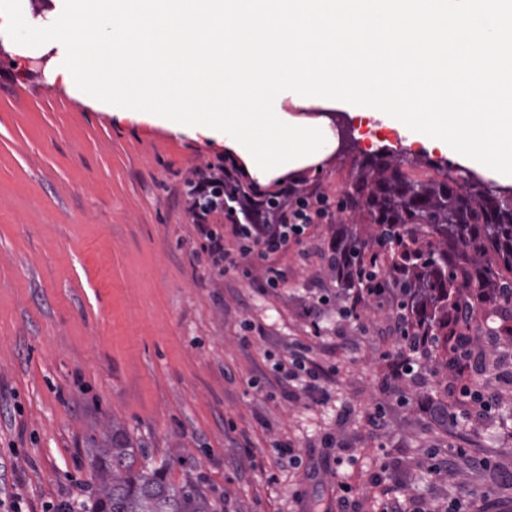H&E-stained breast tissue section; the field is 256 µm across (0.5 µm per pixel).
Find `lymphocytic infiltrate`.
I'll return each mask as SVG.
<instances>
[{
    "instance_id": "obj_1",
    "label": "lymphocytic infiltrate",
    "mask_w": 512,
    "mask_h": 512,
    "mask_svg": "<svg viewBox=\"0 0 512 512\" xmlns=\"http://www.w3.org/2000/svg\"><path fill=\"white\" fill-rule=\"evenodd\" d=\"M246 174L243 163L233 157L228 158L226 168L219 172L197 171L194 178L185 183L188 213L195 226L199 251L205 255L208 266L225 274L247 269L254 262L260 263V290L265 293L284 287L288 281L287 270L279 262L282 252L289 243H305L311 227L333 223L334 204L327 194L300 190L299 180L287 176L279 179L278 187L280 191L294 194V201L277 223H260L266 191L256 190L251 202L238 206L233 199L225 197L222 190L224 184L237 183ZM228 238L237 245V252L225 248L224 241ZM385 252V246H372L370 256L365 257L356 270L354 288L343 305H335L331 293L319 288L303 313L309 318L313 332L318 334L322 331L321 320L330 310L337 311L344 320L357 317L360 307L370 303L393 310L394 326L384 338L390 346L387 379L395 388L397 405L401 406L406 402L408 384L420 373L419 357L435 349L436 342L434 332L429 330L405 337L410 317L402 291L396 286L405 269L400 265L379 262V255ZM312 351L309 342L300 339L290 341L287 359L273 366L272 385L283 396L321 404L329 397L326 384L336 377L338 368L333 364H318ZM470 368L468 351L449 348L448 372L456 391L455 401L448 407V425L452 428L462 417L487 420L502 402L499 392L470 376Z\"/></svg>"
}]
</instances>
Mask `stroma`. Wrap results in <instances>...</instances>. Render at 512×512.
<instances>
[{
	"label": "stroma",
	"mask_w": 512,
	"mask_h": 512,
	"mask_svg": "<svg viewBox=\"0 0 512 512\" xmlns=\"http://www.w3.org/2000/svg\"><path fill=\"white\" fill-rule=\"evenodd\" d=\"M55 51L0 49V512H59L96 487L90 465L113 428L164 465L173 486L197 485L214 512H337L339 482L349 512H373L370 479L388 462L399 481L420 483L426 449L495 455L512 467V433L432 423L400 408L386 383L378 335L388 310L359 320L326 314L313 357L339 368L324 405L257 392L267 353L285 356L307 336L309 286L332 282L324 253L337 212L306 248L281 257L278 292L250 276L213 272L197 255L182 195L196 168L216 163L224 141L171 131L153 115L104 112L62 85H49ZM344 148L302 180L340 199L356 156L388 151L417 177L444 179L456 167L440 151L405 145L376 118L346 120ZM255 329L242 342L243 320ZM358 339L355 353L341 337ZM390 407L373 437L366 415ZM336 434L341 463L315 477L278 469L274 441L292 440L313 459Z\"/></svg>",
	"instance_id": "35a3bbf8"
}]
</instances>
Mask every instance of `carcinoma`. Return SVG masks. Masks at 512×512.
<instances>
[{"mask_svg":"<svg viewBox=\"0 0 512 512\" xmlns=\"http://www.w3.org/2000/svg\"><path fill=\"white\" fill-rule=\"evenodd\" d=\"M338 209L369 220L366 239L346 227L331 238L324 257L338 289L352 286L349 271L369 244L403 239L422 255L404 281L411 324H430L441 347L450 339L473 344L470 331L448 323V311L470 298L491 292L512 312V204L449 177L415 179L389 155L370 153L354 161ZM145 457L112 429L94 458L98 482L88 512H211L195 486L166 484L162 468Z\"/></svg>","mask_w":512,"mask_h":512,"instance_id":"1","label":"carcinoma"}]
</instances>
